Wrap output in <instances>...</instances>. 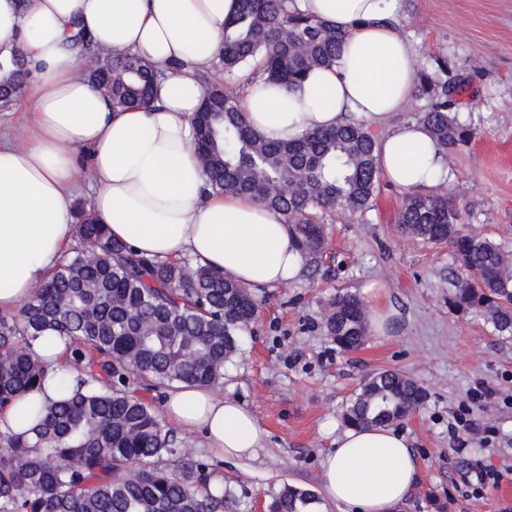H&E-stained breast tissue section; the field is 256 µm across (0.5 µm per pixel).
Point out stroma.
Wrapping results in <instances>:
<instances>
[{
    "label": "stroma",
    "mask_w": 512,
    "mask_h": 512,
    "mask_svg": "<svg viewBox=\"0 0 512 512\" xmlns=\"http://www.w3.org/2000/svg\"><path fill=\"white\" fill-rule=\"evenodd\" d=\"M400 29L416 70L448 63L462 80L455 107L476 128L448 154L435 185L465 205L469 232L512 249V0H401ZM406 190L382 182L362 217L332 216L319 267L264 289L241 353L224 371L223 395L253 411L266 432L255 460H224L202 433H184L231 489L228 512H268L269 492L289 484L319 490L320 464L345 424L342 414L369 375L391 369L419 380L428 398L399 423L419 461L418 481L396 512H512V337L478 315L448 304L453 269L448 246L408 239L397 230ZM344 290L382 315V332L341 351L321 323L326 300ZM492 391L472 418L477 431L452 450L451 428L474 392ZM493 427L483 442L482 427ZM497 470V485L476 486L472 464Z\"/></svg>",
    "instance_id": "35a3bbf8"
}]
</instances>
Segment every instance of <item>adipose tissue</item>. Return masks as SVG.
Returning a JSON list of instances; mask_svg holds the SVG:
<instances>
[{"instance_id": "obj_1", "label": "adipose tissue", "mask_w": 512, "mask_h": 512, "mask_svg": "<svg viewBox=\"0 0 512 512\" xmlns=\"http://www.w3.org/2000/svg\"><path fill=\"white\" fill-rule=\"evenodd\" d=\"M303 13L345 35L339 59L293 88L258 77L240 102L265 137L291 141L354 117L382 132L386 179L409 190L435 186L446 158L414 121L391 125L415 91L414 58L398 29L399 0H296ZM236 0H0V49L22 44L37 81L22 136L0 137V313L14 312L73 244L75 186L92 173L90 207L113 239L160 260L193 261L252 289L296 278L304 259L287 224L249 198L207 195L190 118L201 104L200 72L212 68ZM94 49L129 51L164 74L154 106L112 111L82 76L88 59L66 48L75 27ZM33 350L52 372L42 387L0 412V432L26 435V411L62 398L64 342ZM165 417L200 430L208 448L254 458L266 432L242 403L208 390H169ZM416 458L393 428H347L321 461V494L343 512H395L412 493Z\"/></svg>"}]
</instances>
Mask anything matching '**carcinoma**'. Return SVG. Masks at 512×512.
<instances>
[{"label":"carcinoma","mask_w":512,"mask_h":512,"mask_svg":"<svg viewBox=\"0 0 512 512\" xmlns=\"http://www.w3.org/2000/svg\"><path fill=\"white\" fill-rule=\"evenodd\" d=\"M343 39L295 0H239L224 23L219 73L203 76L205 108L192 118L212 192L247 195L281 215L308 268L326 249L325 217L362 216L373 207L383 177L376 137L361 123H346L293 142L269 141L247 125L228 85L248 68L251 77L291 88L312 69L332 65ZM447 73L440 63L433 74L418 72L415 84L428 99L416 121L445 153L474 135L452 115L457 86ZM29 74L17 44L0 62V104L22 96ZM89 80L114 109L146 107L156 74L142 59L114 51ZM465 216L453 195L411 193L397 224L415 241L448 244L462 269L448 304L511 336L512 251L468 232ZM76 234V248L19 314L0 315V409L42 385L48 369L30 349L39 336L66 340L80 374L71 395L39 410L32 438L0 434V512H224L231 493L211 489L213 465L184 446L129 382L223 389L224 366L257 314V295L221 271L141 256L82 209ZM322 320L342 351L360 349L369 335L366 307L352 293L330 296ZM426 399L417 380L385 370L364 380L343 417L353 427L389 426ZM317 503L311 491L285 485L271 494L269 512H311Z\"/></svg>","instance_id":"1"}]
</instances>
